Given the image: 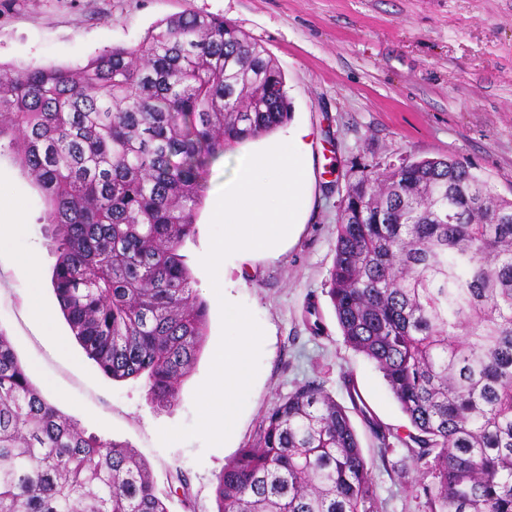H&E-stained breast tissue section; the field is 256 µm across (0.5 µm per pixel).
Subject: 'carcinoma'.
<instances>
[{"mask_svg":"<svg viewBox=\"0 0 512 512\" xmlns=\"http://www.w3.org/2000/svg\"><path fill=\"white\" fill-rule=\"evenodd\" d=\"M268 50L185 13L77 69H0V141L49 203L51 286L86 356L174 406L207 306L182 249L211 160L288 121ZM328 295L344 342L409 422L308 382L224 465L217 512H379L349 410L406 448L427 512H512V199L454 158L362 173L343 196ZM0 512H168L149 462L47 400L0 331Z\"/></svg>","mask_w":512,"mask_h":512,"instance_id":"obj_1","label":"carcinoma"}]
</instances>
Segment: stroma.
Instances as JSON below:
<instances>
[{"instance_id": "1", "label": "stroma", "mask_w": 512, "mask_h": 512, "mask_svg": "<svg viewBox=\"0 0 512 512\" xmlns=\"http://www.w3.org/2000/svg\"><path fill=\"white\" fill-rule=\"evenodd\" d=\"M186 12L223 16L263 44L285 76L291 118L312 135V207L296 240L275 252L227 260L222 281L264 329L259 370L229 440L162 445V428L192 425L194 392L221 336L218 299L200 257L210 244L214 201L235 152L214 160L183 252L208 308L204 349L178 402L160 410L143 380L116 382L88 360L60 316L49 283L56 255L46 204L9 147L0 148V208L22 218L0 246V330L42 394L89 432L128 443L150 464L168 512H187L171 493L182 469L196 512H215L217 477L260 432L264 416L298 386L320 383L348 403L355 383L371 413L408 421L373 362L346 345L329 296L340 201L363 171L400 159L451 157L470 164L512 198V0H0V66L72 69L115 46H139L157 22ZM41 258L43 329L16 274L20 256ZM317 302L323 332L302 321ZM383 512H426L421 471L405 448L380 458L352 417Z\"/></svg>"}]
</instances>
